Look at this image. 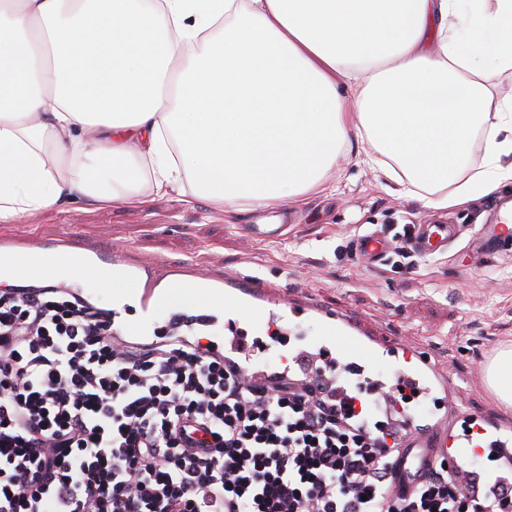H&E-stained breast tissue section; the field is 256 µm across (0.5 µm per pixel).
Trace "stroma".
<instances>
[{
    "mask_svg": "<svg viewBox=\"0 0 512 512\" xmlns=\"http://www.w3.org/2000/svg\"><path fill=\"white\" fill-rule=\"evenodd\" d=\"M333 188L287 209L282 240L242 238L243 224L270 223L273 210L225 213L193 197L190 188L155 196L148 206H99L77 201L44 208L15 224L0 223V238L30 237L47 244L66 226L79 243L103 251L124 247L143 259L204 271L260 276L283 291L361 316L387 336H399L446 366L456 387L447 414L458 410L512 417L480 376L486 360L512 344V245L476 259L471 238L493 219L498 195L464 205L427 209L363 165L331 178ZM432 220L459 224L445 252L409 251L364 261L354 248L370 232L393 238L405 227Z\"/></svg>",
    "mask_w": 512,
    "mask_h": 512,
    "instance_id": "35a3bbf8",
    "label": "stroma"
}]
</instances>
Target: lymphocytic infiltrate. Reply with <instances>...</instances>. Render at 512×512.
<instances>
[{
  "label": "lymphocytic infiltrate",
  "mask_w": 512,
  "mask_h": 512,
  "mask_svg": "<svg viewBox=\"0 0 512 512\" xmlns=\"http://www.w3.org/2000/svg\"><path fill=\"white\" fill-rule=\"evenodd\" d=\"M325 367L261 378L211 345H134L64 288L0 292V512H474L443 464Z\"/></svg>",
  "instance_id": "lymphocytic-infiltrate-1"
}]
</instances>
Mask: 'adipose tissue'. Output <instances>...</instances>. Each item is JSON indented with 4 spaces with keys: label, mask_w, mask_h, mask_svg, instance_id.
<instances>
[{
    "label": "adipose tissue",
    "mask_w": 512,
    "mask_h": 512,
    "mask_svg": "<svg viewBox=\"0 0 512 512\" xmlns=\"http://www.w3.org/2000/svg\"><path fill=\"white\" fill-rule=\"evenodd\" d=\"M500 77L512 0H0V223L180 181L216 210L298 205L355 137L453 207L512 181Z\"/></svg>",
    "instance_id": "ef3b65f1"
}]
</instances>
